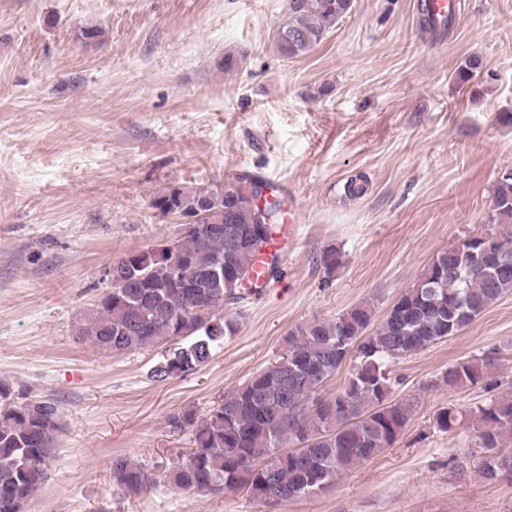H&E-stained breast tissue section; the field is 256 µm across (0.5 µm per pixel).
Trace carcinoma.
I'll return each instance as SVG.
<instances>
[{
  "instance_id": "1",
  "label": "carcinoma",
  "mask_w": 512,
  "mask_h": 512,
  "mask_svg": "<svg viewBox=\"0 0 512 512\" xmlns=\"http://www.w3.org/2000/svg\"><path fill=\"white\" fill-rule=\"evenodd\" d=\"M354 0H288V19L275 34L279 53L299 57L318 45L353 7ZM418 27L445 36L454 25L432 20L427 0L418 3ZM482 72L480 58L460 65L465 83ZM230 183L231 200L208 187L170 185L153 197L151 207L163 216H195L204 224L236 228L238 245L227 250L223 233L180 230L167 248L131 251L113 261L116 271H135L139 280L107 291L83 318L79 335L113 356L163 347L150 378L161 383L206 363L224 338L238 329L230 307L266 285L278 259L261 257L273 245L279 203L266 212L251 204L249 192L268 186L242 172ZM491 229L497 253L512 259V171L502 175L493 193ZM476 245L455 242L438 252L419 279L404 289L380 321L374 307L360 303L329 319L304 322L288 332L287 346L275 363L254 373L242 386L198 416L178 418L191 428L193 447L184 460L151 476L127 458L112 461L115 483L131 492L164 482L197 494L242 491L262 505L287 506L328 489L336 479L392 446L406 428L414 401L393 398L389 362L419 352L457 334L504 296L512 294V272L497 270L491 260L474 264ZM224 262L223 295L210 288L216 261ZM190 271L186 286L173 271ZM250 273L254 287L239 289L234 274ZM350 365L342 390L332 398L322 387ZM488 363L464 360L448 369V386H475ZM477 460L472 451L453 457L460 479L476 476L487 483L512 481V393L490 399L472 411ZM60 411L53 399L15 395L0 382V512H23L47 477V460L59 429ZM463 418L448 406L434 416L436 428L451 432Z\"/></svg>"
}]
</instances>
